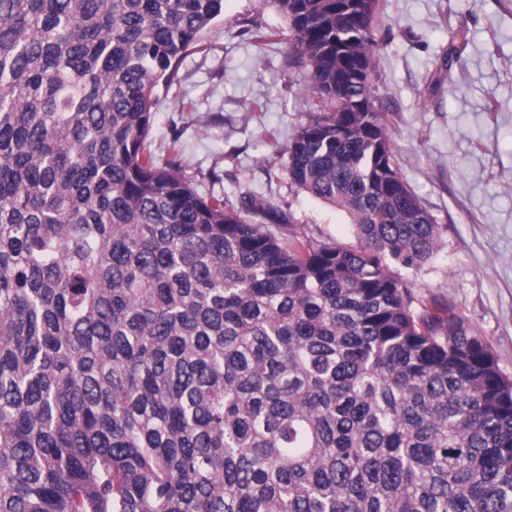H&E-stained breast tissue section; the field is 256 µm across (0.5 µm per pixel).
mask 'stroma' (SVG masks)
Listing matches in <instances>:
<instances>
[{
    "instance_id": "stroma-1",
    "label": "stroma",
    "mask_w": 512,
    "mask_h": 512,
    "mask_svg": "<svg viewBox=\"0 0 512 512\" xmlns=\"http://www.w3.org/2000/svg\"><path fill=\"white\" fill-rule=\"evenodd\" d=\"M380 104L403 179L443 229V246L414 275L428 307L452 309L512 376V0H378ZM287 24L272 0H224L174 82L155 93L149 144L208 199L253 197L291 226L350 243L352 226L292 183L284 146L316 111L309 70L290 63ZM277 33L261 44L257 37ZM453 58L444 68L443 58Z\"/></svg>"
}]
</instances>
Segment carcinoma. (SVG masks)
Segmentation results:
<instances>
[{
	"label": "carcinoma",
	"mask_w": 512,
	"mask_h": 512,
	"mask_svg": "<svg viewBox=\"0 0 512 512\" xmlns=\"http://www.w3.org/2000/svg\"><path fill=\"white\" fill-rule=\"evenodd\" d=\"M285 148L355 242L147 150L224 0H0V512H512V378L405 277L443 231L374 84L377 0H273Z\"/></svg>",
	"instance_id": "obj_1"
}]
</instances>
